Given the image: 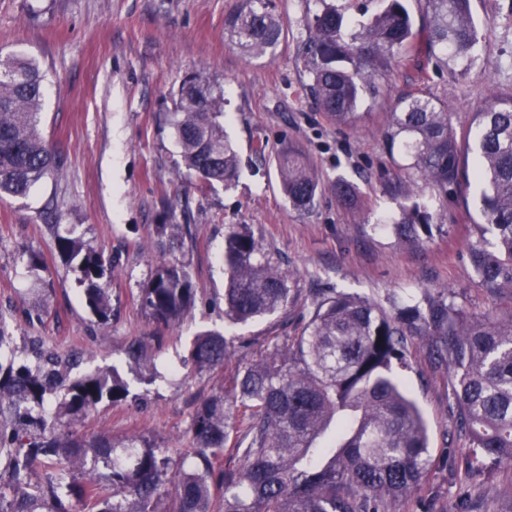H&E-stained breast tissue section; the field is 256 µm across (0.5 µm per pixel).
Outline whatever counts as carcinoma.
<instances>
[{
  "label": "carcinoma",
  "instance_id": "cac0c4a2",
  "mask_svg": "<svg viewBox=\"0 0 512 512\" xmlns=\"http://www.w3.org/2000/svg\"><path fill=\"white\" fill-rule=\"evenodd\" d=\"M366 21L349 20L320 0L306 46L309 92L338 126L355 127L362 97L376 90L392 66L417 54L441 52L466 77L480 42L471 0H424L427 21L414 26L406 0H376ZM230 43L249 58L266 55L280 38L267 0H243L225 21ZM43 74L38 63L0 52V197H24L63 159L42 127ZM224 91L200 76L178 89L170 126L184 171L202 184L232 183L237 155L224 136ZM474 180L481 186L476 237L469 259L483 287L512 290V95L490 91L473 113ZM389 149L400 146L410 163L392 184L407 195L420 178L440 192L464 178L461 144L448 106L421 91L401 96L383 128ZM280 187L300 213L312 208L320 179L304 152L290 146L278 162ZM431 215L415 203L389 221L400 244L413 245L431 230ZM55 247L79 274L84 300L101 325L112 306L102 280L112 272L103 251L59 236ZM224 317L235 324L288 312L296 297L289 275L265 251L247 224H229L224 236ZM186 271L160 263L140 288L141 308L157 324L176 326L193 303ZM430 339L431 353L454 369L456 423L471 462L512 466V310L475 318L457 308L442 288L386 303L331 291L316 303L300 332L268 346L244 366L233 393L204 400L189 428V454L199 465L173 468L142 439L117 447L101 440L63 441L46 405L57 390L62 409L76 418L103 400L130 395L117 374L89 372L70 379L67 363L49 354L29 365L0 355V480L15 498L0 512H64L72 496L85 512H209L214 491L223 512H392V502L415 493L432 467L423 413L406 389L408 342ZM226 336L204 331L191 357L197 370L224 364ZM246 419L233 448L238 418ZM61 469L34 479L42 458ZM104 470L67 479L88 457Z\"/></svg>",
  "mask_w": 512,
  "mask_h": 512
}]
</instances>
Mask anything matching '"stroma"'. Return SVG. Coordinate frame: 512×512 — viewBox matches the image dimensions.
Here are the masks:
<instances>
[{
	"label": "stroma",
	"instance_id": "35a3bbf8",
	"mask_svg": "<svg viewBox=\"0 0 512 512\" xmlns=\"http://www.w3.org/2000/svg\"><path fill=\"white\" fill-rule=\"evenodd\" d=\"M241 0H0V49L35 59L44 75L46 134L62 169L24 197L0 199V324L18 358L36 352L76 358L82 371L118 372L131 394L88 415L60 420L62 435L120 443L146 439L174 464L185 459L199 399L231 392L239 368L267 344L296 335L299 318L334 288L373 301L402 299L447 287L479 317L512 309V293L479 282L468 245L480 223L476 187L441 195L417 182L413 201L426 204L432 231L399 247L378 225L399 211L386 182L403 177L408 160L389 151L380 128L406 93L423 91L447 104L459 138L485 102L489 86L512 93V0H473L481 34L469 75L453 77L440 59L418 56L394 69L376 95H364L357 128L340 127L307 91L312 75L303 48L319 0H272L282 33L260 58L244 57L225 34V18ZM199 74L224 90V131L238 159L231 185L211 188L179 175L180 148L165 117L176 110L184 78ZM300 145L327 189L309 213L289 204L278 177V154ZM343 179L357 204L344 206L328 186ZM177 219L176 234L159 225ZM247 224L273 259L292 274L297 306L290 313L234 325L224 317V233ZM103 248L112 257L105 278L112 319L99 324L84 303V286L54 248L55 234ZM45 267L32 269L31 252ZM184 266L195 303L184 322L165 329L137 296L155 265ZM243 336L223 366L197 371L194 336ZM149 344L147 362L130 366L126 349ZM407 391L428 428L431 470L395 512H498L512 467L470 470L466 440L455 425L453 369L430 355L428 339L410 341Z\"/></svg>",
	"mask_w": 512,
	"mask_h": 512
}]
</instances>
